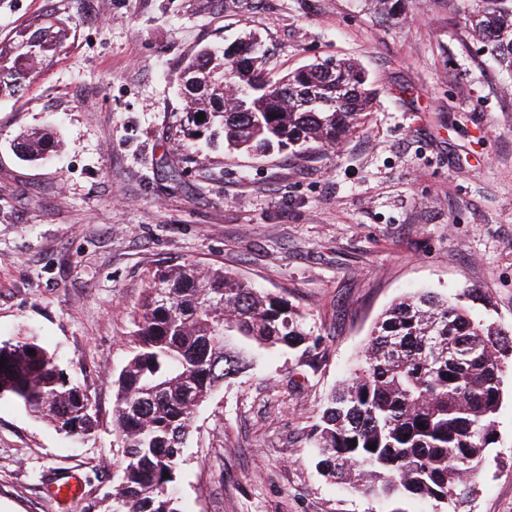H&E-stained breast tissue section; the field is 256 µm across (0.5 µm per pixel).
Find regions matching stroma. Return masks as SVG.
Wrapping results in <instances>:
<instances>
[{
  "instance_id": "obj_1",
  "label": "stroma",
  "mask_w": 512,
  "mask_h": 512,
  "mask_svg": "<svg viewBox=\"0 0 512 512\" xmlns=\"http://www.w3.org/2000/svg\"><path fill=\"white\" fill-rule=\"evenodd\" d=\"M475 0H0V41L33 18L72 36L26 94L0 98V342L34 335L77 377L97 431L74 438L0 396V512H109L113 381L157 263L221 267L288 298L322 344L257 350L200 405L181 512H429L326 480L309 432L380 315L420 289L467 294L512 329V79L485 65ZM279 74L349 58L376 90L334 149L256 156L184 138L181 72L246 35ZM54 149L21 158L26 132ZM465 512H512V354ZM73 471L68 504L46 487Z\"/></svg>"
}]
</instances>
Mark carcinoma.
<instances>
[{"label":"carcinoma","mask_w":512,"mask_h":512,"mask_svg":"<svg viewBox=\"0 0 512 512\" xmlns=\"http://www.w3.org/2000/svg\"><path fill=\"white\" fill-rule=\"evenodd\" d=\"M464 27L498 70L512 75V0H476ZM69 31L62 19L44 16L0 44V97L23 94L37 69L60 54ZM266 63L252 38L200 50L181 77L187 136L255 155L328 150L373 108L368 75L354 61L338 60L331 71L313 62L278 77ZM48 148L40 132L18 142L29 161ZM129 319L132 357L114 382L120 462L113 512H180L175 483L203 399L250 370L246 348H301L313 367L321 337L306 330L304 314L288 299L193 261L151 271ZM507 348L512 331L485 326L431 291L393 304L311 430L316 468L368 497H410L440 512H463L495 443ZM1 358V396L70 436L91 433L90 397L44 347L19 337L0 343Z\"/></svg>","instance_id":"cac0c4a2"}]
</instances>
